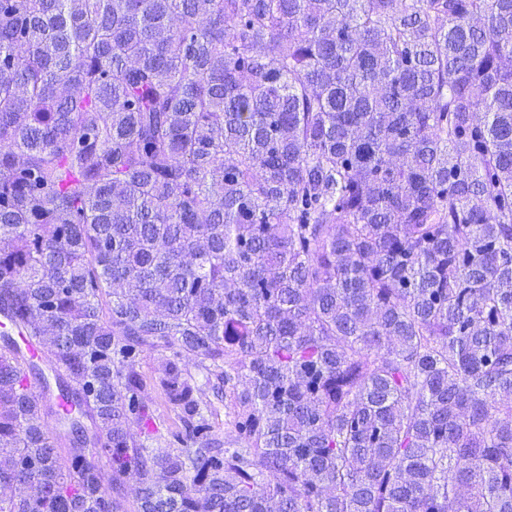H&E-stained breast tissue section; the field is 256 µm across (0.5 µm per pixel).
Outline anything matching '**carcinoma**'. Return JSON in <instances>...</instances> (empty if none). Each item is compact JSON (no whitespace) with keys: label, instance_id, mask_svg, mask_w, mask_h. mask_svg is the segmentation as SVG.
<instances>
[{"label":"carcinoma","instance_id":"1","mask_svg":"<svg viewBox=\"0 0 512 512\" xmlns=\"http://www.w3.org/2000/svg\"><path fill=\"white\" fill-rule=\"evenodd\" d=\"M0 311V512H512V0H0ZM171 352L163 346L147 350L143 353L138 370L146 378H152L157 375L162 360L168 357ZM198 383L200 387L203 389L206 396H208L212 401H214L215 404L219 407L218 414L213 419V435L222 444L224 443V438L227 437L229 434L227 425H224V402H219L214 397L217 387L220 385L222 388V384H219V381L216 379L214 375L209 376V379H206L205 377L200 375Z\"/></svg>","mask_w":512,"mask_h":512}]
</instances>
